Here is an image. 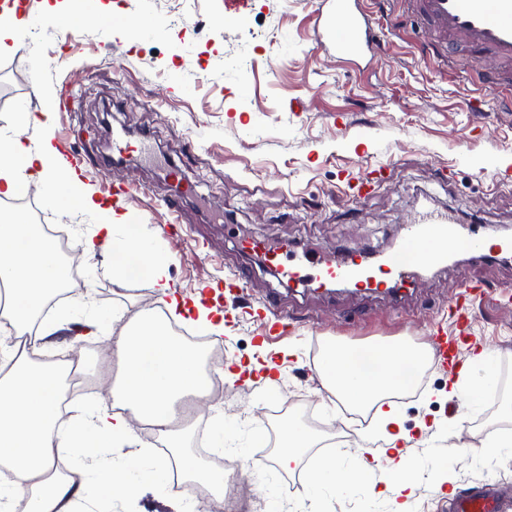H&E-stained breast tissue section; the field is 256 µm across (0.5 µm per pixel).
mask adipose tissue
Returning a JSON list of instances; mask_svg holds the SVG:
<instances>
[{
    "label": "adipose tissue",
    "instance_id": "adipose-tissue-1",
    "mask_svg": "<svg viewBox=\"0 0 512 512\" xmlns=\"http://www.w3.org/2000/svg\"><path fill=\"white\" fill-rule=\"evenodd\" d=\"M52 123L53 114L46 106L24 114L21 132L0 135V196H15L22 186L34 182L48 205L97 214L99 222L85 244L86 255H109L108 273L115 286L133 279L151 282L160 295L169 297V315L164 318L145 309L106 336L105 359L116 366L119 383L110 398L69 417L67 428H58L63 383L72 362L64 357L48 363L44 356L68 311L60 309L52 322L42 313L65 284L64 268L45 225L0 213V322L24 342L22 352L5 357L7 369L0 372V466L13 474L11 481H0V512H11V504L19 500L25 501L26 512H76L90 487L108 500L117 495L133 498L144 486H167L166 472L174 459L182 465L181 498H189V487L196 482L223 494V471L206 468L188 450L190 426L181 411L187 400L208 393L211 379L202 346L176 336L168 327L169 317L178 316L180 306L172 299L167 263L138 225L128 223L125 213L96 202L50 140L35 145L22 135L29 128L47 134ZM432 359L431 348L403 340L370 347L334 341L315 369L332 396L356 408L375 407L378 427L365 431V441L380 439L392 445L399 438V413L396 406L384 410L379 403L390 394L412 389ZM495 384L496 359L485 351L473 359L469 378L459 379L451 392L465 397L468 407L475 409L481 400L473 395V388L490 393ZM136 420L155 428L170 448V457L147 462L136 452L112 461L109 449L130 443ZM64 451L70 453L72 463L62 472L56 462ZM450 463V457L433 452L422 459L405 455L387 459V469L404 475L402 484L386 487L392 512H408L405 492L418 488L423 471L444 469ZM357 473H375L365 452L323 460L310 479L308 500L317 504L326 495L353 490L352 477Z\"/></svg>",
    "mask_w": 512,
    "mask_h": 512
}]
</instances>
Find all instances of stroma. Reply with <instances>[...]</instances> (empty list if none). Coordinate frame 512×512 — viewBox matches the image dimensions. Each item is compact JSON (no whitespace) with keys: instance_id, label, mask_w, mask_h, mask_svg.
<instances>
[{"instance_id":"35a3bbf8","label":"stroma","mask_w":512,"mask_h":512,"mask_svg":"<svg viewBox=\"0 0 512 512\" xmlns=\"http://www.w3.org/2000/svg\"><path fill=\"white\" fill-rule=\"evenodd\" d=\"M59 22L42 17V0L28 2V33L0 51V131L21 128L22 113L52 102L53 133L68 131L87 158L81 181L100 192L102 180L136 187L125 212L129 223L153 238L167 260L178 295L191 297L216 288L236 272L244 288L221 298L224 333L206 336L221 347L224 363L248 365L274 357V379L255 378L247 387L226 382L199 403L191 440L212 438L224 426V445L208 447L201 459L237 468L225 482L223 503L230 512H288L296 503L286 486L324 457L346 456L361 446L359 427L347 408L320 394L313 369L315 341L338 338L367 343L402 336L423 342L444 318L449 304L471 279L486 282L490 294L473 309L470 339L462 357L488 350L500 376L495 396L479 413L448 393L449 376L430 366L400 400L406 439L387 454L424 455L428 448L452 452L473 444L486 428L512 430L503 410L512 403V259L465 254L459 263L418 278L401 303L348 290L297 292L280 284L252 244L267 248L316 250L325 257L387 252L424 199L463 221H475L487 238H512V183L496 184L492 172L512 170V92L503 88L493 63L473 76L472 54L435 42L429 29L418 39L406 32L418 19L406 0H367L379 49L342 60L317 41V0H251L250 8L224 27L214 21L224 0H58ZM138 30L128 40L124 27ZM22 129V128H21ZM130 138L149 135L157 163L130 157L111 167V131ZM177 164L195 195L180 210L191 235L158 237L168 215L162 207L174 189L163 162ZM389 165L391 173L369 197L348 195L345 172ZM21 211L37 224L66 233L73 259L84 262L83 242L96 217L54 209L42 192ZM99 269L75 290L74 321L54 336L56 351L80 360L91 371V389L74 405L110 397L97 369L102 339L85 335L84 312L123 310L133 316L164 306L147 281L113 285ZM277 290L276 305L293 329L272 343L259 342L249 312ZM297 418L318 439L293 472L280 465V423ZM265 448L268 469L247 468L251 449ZM498 484L512 503V469L467 454L456 456L448 482L451 493L484 482ZM213 512L206 498L183 500L172 491L146 488L134 499L100 500L87 491L80 512Z\"/></svg>"}]
</instances>
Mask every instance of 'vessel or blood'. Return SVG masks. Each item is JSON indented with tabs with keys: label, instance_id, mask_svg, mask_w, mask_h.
<instances>
[{
	"label": "vessel or blood",
	"instance_id": "vessel-or-blood-1",
	"mask_svg": "<svg viewBox=\"0 0 512 512\" xmlns=\"http://www.w3.org/2000/svg\"><path fill=\"white\" fill-rule=\"evenodd\" d=\"M415 15L441 39L465 35L478 60L497 64L505 79L512 80V0H409ZM318 41L338 56L354 58L374 50L378 40L371 17L362 0H319L316 8ZM383 175L382 168H362L349 182L357 194L370 193ZM512 253V239L487 243L476 227L461 225L448 213L426 208L405 227L399 248L370 263L356 258L326 261L314 254L284 249L264 253L281 283L289 288L327 291L329 286L353 287L359 292L380 293L394 299L429 269L446 265L459 252ZM486 293L483 284L471 281L457 297L451 313L457 320L470 321L475 298ZM263 324V339L285 334L288 318L267 306L254 311ZM467 339H434V357L445 368L457 365L460 346ZM449 512H504L494 484L485 483L455 493Z\"/></svg>",
	"mask_w": 512,
	"mask_h": 512
}]
</instances>
